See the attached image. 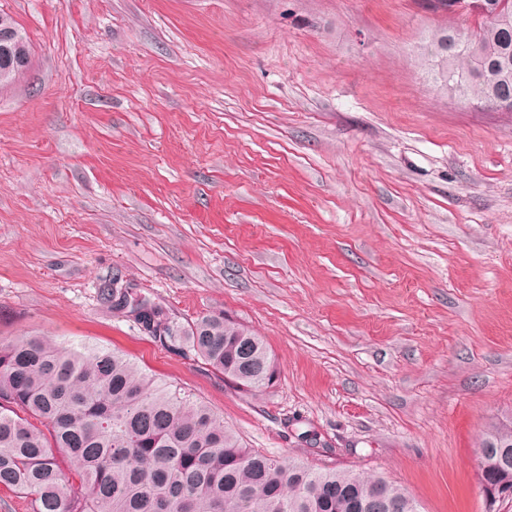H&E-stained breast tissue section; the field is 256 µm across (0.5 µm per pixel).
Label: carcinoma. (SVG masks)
Listing matches in <instances>:
<instances>
[{"mask_svg": "<svg viewBox=\"0 0 512 512\" xmlns=\"http://www.w3.org/2000/svg\"><path fill=\"white\" fill-rule=\"evenodd\" d=\"M473 29L439 26L417 62L437 91L463 106L512 95V0H483ZM456 38V54L442 51ZM100 299L162 347L193 351L247 392L274 379V360L249 328L208 313L187 325L162 305L102 288ZM512 452V417L491 423L479 447ZM78 477L71 483L63 472ZM0 488L33 512H389L412 500L380 474L315 469L244 447L201 402L137 369L123 355L78 350L41 336L0 342Z\"/></svg>", "mask_w": 512, "mask_h": 512, "instance_id": "cac0c4a2", "label": "carcinoma"}]
</instances>
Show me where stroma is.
<instances>
[{"instance_id": "stroma-1", "label": "stroma", "mask_w": 512, "mask_h": 512, "mask_svg": "<svg viewBox=\"0 0 512 512\" xmlns=\"http://www.w3.org/2000/svg\"><path fill=\"white\" fill-rule=\"evenodd\" d=\"M30 43L0 87V339L117 350L246 447L384 475L420 512L487 503L512 411V112L414 64L426 0H0ZM266 343L249 395L110 313ZM490 446L491 452L497 454L498 451H510L512 457V417L505 416L492 422L482 435L479 448ZM479 458V478L482 490L489 500L495 501L499 493L512 483L511 472L509 473L504 468L507 457H504V453L493 456L487 451L480 450ZM492 472L498 473L500 478V481L495 484H491L488 480V475Z\"/></svg>"}]
</instances>
